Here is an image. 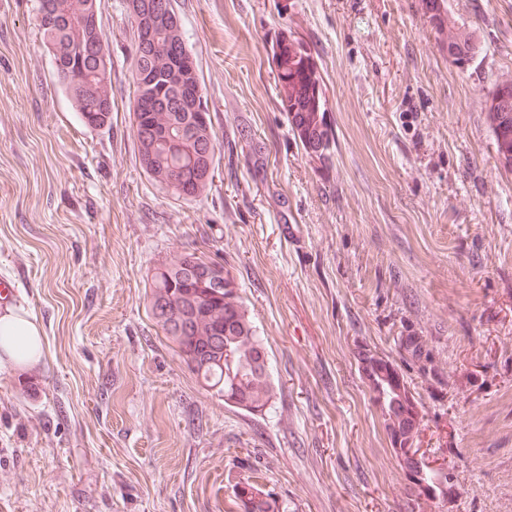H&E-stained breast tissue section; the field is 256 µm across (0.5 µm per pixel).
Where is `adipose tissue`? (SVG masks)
Returning a JSON list of instances; mask_svg holds the SVG:
<instances>
[{
  "instance_id": "obj_1",
  "label": "adipose tissue",
  "mask_w": 512,
  "mask_h": 512,
  "mask_svg": "<svg viewBox=\"0 0 512 512\" xmlns=\"http://www.w3.org/2000/svg\"><path fill=\"white\" fill-rule=\"evenodd\" d=\"M43 356V332L35 321L12 310L0 314V357L6 363L24 367Z\"/></svg>"
}]
</instances>
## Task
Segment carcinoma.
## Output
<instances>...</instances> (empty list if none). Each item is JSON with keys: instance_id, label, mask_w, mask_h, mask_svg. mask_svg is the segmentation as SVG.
<instances>
[{"instance_id": "carcinoma-1", "label": "carcinoma", "mask_w": 512, "mask_h": 512, "mask_svg": "<svg viewBox=\"0 0 512 512\" xmlns=\"http://www.w3.org/2000/svg\"><path fill=\"white\" fill-rule=\"evenodd\" d=\"M143 10L155 17L175 13L172 0H141ZM86 0H39L37 12L48 10L49 22L38 24L43 42L55 47L53 59L58 81L81 119L97 110L98 127L112 123V79L99 78L96 48L106 41L103 29L81 30L74 20L85 11ZM429 22L436 29L449 20L447 0H429ZM133 33L131 76L137 71L162 75L177 62L188 61L182 84H154L149 98L134 120L139 161L152 179L178 175L189 199L201 197L212 183H199L207 167L206 147L216 149L207 99L197 91L199 78L187 51L179 24L155 28L153 42L142 43L139 24L129 18ZM280 105L288 113L291 129L305 149L328 150L333 131L325 120L328 101L312 54L298 41L286 37L273 54ZM492 131L498 161L512 169V82L497 85L489 101ZM192 259L191 269L183 267ZM149 308L156 325L172 343L177 355L198 379L224 394V404L262 415L272 406L276 387L264 337L248 314L229 273L216 278L212 262L194 253H184L160 263L151 276ZM400 361L375 351H358L359 370L378 405L390 444L405 463L404 476L415 493L417 512H428L448 497L452 472L432 467L418 454L417 440L423 405L415 396L417 374L433 398L444 396V377L435 364L426 337L409 326L396 337ZM238 512H282L283 507L248 476L232 487Z\"/></svg>"}]
</instances>
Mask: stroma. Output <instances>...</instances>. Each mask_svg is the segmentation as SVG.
Listing matches in <instances>:
<instances>
[{"label":"stroma","mask_w":512,"mask_h":512,"mask_svg":"<svg viewBox=\"0 0 512 512\" xmlns=\"http://www.w3.org/2000/svg\"><path fill=\"white\" fill-rule=\"evenodd\" d=\"M38 0H0V313L44 332L0 367L7 512H235L261 476L286 512H410L412 491L358 370L422 331L448 383L424 384L421 450L455 486L436 512H512V170L488 105L512 80V0H173L217 150L202 199L141 167L126 0H99L112 124L86 128L38 31ZM484 51L467 69L448 36ZM314 56L329 150L280 106V35ZM223 264L265 338L276 398L225 405L148 310L180 254Z\"/></svg>","instance_id":"35a3bbf8"}]
</instances>
